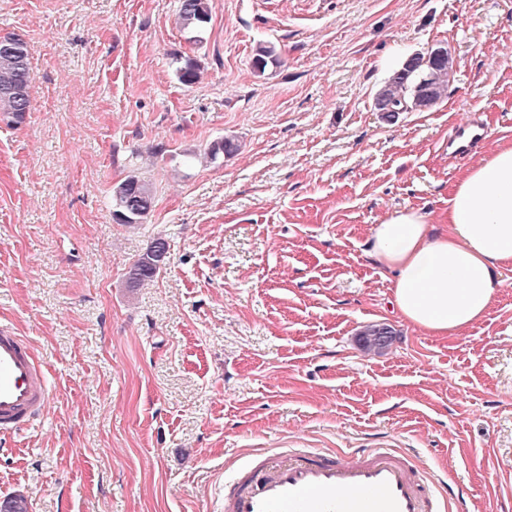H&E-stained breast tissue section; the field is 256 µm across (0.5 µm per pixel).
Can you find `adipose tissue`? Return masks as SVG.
<instances>
[{
  "label": "adipose tissue",
  "mask_w": 512,
  "mask_h": 512,
  "mask_svg": "<svg viewBox=\"0 0 512 512\" xmlns=\"http://www.w3.org/2000/svg\"><path fill=\"white\" fill-rule=\"evenodd\" d=\"M448 229L403 209L373 225L369 253L393 271L391 304L407 325L445 336L479 322L512 267V143L468 167L448 198Z\"/></svg>",
  "instance_id": "obj_1"
}]
</instances>
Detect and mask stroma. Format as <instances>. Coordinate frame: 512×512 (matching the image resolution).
<instances>
[{
    "label": "stroma",
    "mask_w": 512,
    "mask_h": 512,
    "mask_svg": "<svg viewBox=\"0 0 512 512\" xmlns=\"http://www.w3.org/2000/svg\"><path fill=\"white\" fill-rule=\"evenodd\" d=\"M0 0L30 50L31 108L0 124V322L45 361L54 400L0 439V500L29 512H210L257 450L387 443L454 486L450 512H512V269L485 318L430 336L369 254L386 214L446 228L480 109L512 141V0ZM280 63L257 74V46ZM446 47L448 93L386 120L404 59ZM194 63L184 85L178 71ZM236 138L232 156L206 159ZM149 183L142 225L114 189ZM167 264L132 286L156 238ZM396 333L379 354L359 333ZM209 22L207 0H182L178 24L182 30L200 32ZM476 115V112L471 113L463 123L453 127L452 144L458 140V145L453 152L455 158L468 157L482 137L483 126L477 120ZM113 196L115 210L113 216L120 224L135 226L142 224V219L149 213L154 200L153 188L143 181L130 178L120 184Z\"/></svg>",
    "instance_id": "stroma-1"
}]
</instances>
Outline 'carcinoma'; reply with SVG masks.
<instances>
[{
  "instance_id": "obj_1",
  "label": "carcinoma",
  "mask_w": 512,
  "mask_h": 512,
  "mask_svg": "<svg viewBox=\"0 0 512 512\" xmlns=\"http://www.w3.org/2000/svg\"><path fill=\"white\" fill-rule=\"evenodd\" d=\"M209 22L207 0H182L178 24L181 29L199 32ZM279 64V58L270 46L260 45L253 57V67L265 73L268 66ZM453 61L448 50H443L440 61L424 69L409 66L403 62L395 70L381 91L387 101L400 108L408 106V111H420L433 107L448 91ZM31 67L28 45L18 33L0 36V123L16 127L30 110L29 87ZM239 150L238 141L226 137L213 143L206 152V158L214 161L219 154L230 156ZM120 193L113 196L115 210L113 216L130 227L142 223L149 213L154 200L153 188L138 179L130 178L118 186ZM167 248L162 238L155 239L147 252L139 258L131 270L133 283L140 285L153 280L166 266ZM395 332L384 324H373L361 332V343L365 350L380 352L392 342Z\"/></svg>"
}]
</instances>
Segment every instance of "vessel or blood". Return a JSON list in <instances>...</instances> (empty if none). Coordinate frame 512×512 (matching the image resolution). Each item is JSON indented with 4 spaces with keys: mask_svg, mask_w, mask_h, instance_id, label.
Wrapping results in <instances>:
<instances>
[{
    "mask_svg": "<svg viewBox=\"0 0 512 512\" xmlns=\"http://www.w3.org/2000/svg\"><path fill=\"white\" fill-rule=\"evenodd\" d=\"M476 116L455 126L457 158L482 136ZM54 399L45 364L13 326L0 323V438L44 419ZM455 490L403 448L260 451L224 476L215 512H447Z\"/></svg>",
    "mask_w": 512,
    "mask_h": 512,
    "instance_id": "obj_1",
    "label": "vessel or blood"
}]
</instances>
